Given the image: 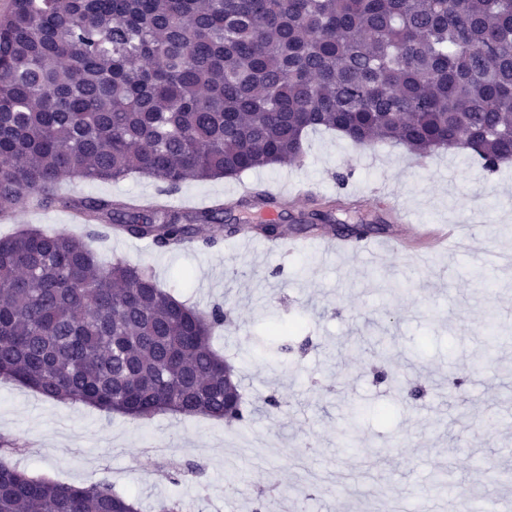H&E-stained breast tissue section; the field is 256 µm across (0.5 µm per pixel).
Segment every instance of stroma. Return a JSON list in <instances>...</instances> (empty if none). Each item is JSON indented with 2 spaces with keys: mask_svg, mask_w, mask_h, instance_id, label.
<instances>
[{
  "mask_svg": "<svg viewBox=\"0 0 512 512\" xmlns=\"http://www.w3.org/2000/svg\"><path fill=\"white\" fill-rule=\"evenodd\" d=\"M302 166L267 167L238 179L186 180L171 198L183 209L238 198L245 183L289 196L300 216L322 198L382 217L371 236L378 255L322 259L318 238L283 252L224 240L214 250L160 252L132 238L96 245L102 261L148 267L157 282L200 308L223 306L230 323L215 347L235 366L254 408L247 425L161 413L133 420L46 398L0 381V438L10 463L74 485L101 482L136 499L142 512L184 500L190 512H251L256 499L289 500L294 512H456V502L512 499V336L488 344V310L512 329V270L493 259L512 253V167L484 170L463 154L415 163L401 148L352 147L329 132L309 133ZM309 196L295 198L298 187ZM60 192L152 196L135 176L112 183L67 179ZM395 196L419 224H471L478 239L436 247L396 223L383 199ZM408 236V250L387 243ZM403 287L386 291L387 280ZM297 321L290 353L258 344L267 328ZM362 348H354L356 339ZM389 379L376 380L377 371ZM462 379L454 389L453 379ZM423 388L418 399L405 398ZM283 404L271 416L268 396ZM168 456L151 453V446ZM315 485L314 497L301 495Z\"/></svg>",
  "mask_w": 512,
  "mask_h": 512,
  "instance_id": "stroma-1",
  "label": "stroma"
}]
</instances>
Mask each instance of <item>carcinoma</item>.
<instances>
[{
  "label": "carcinoma",
  "mask_w": 512,
  "mask_h": 512,
  "mask_svg": "<svg viewBox=\"0 0 512 512\" xmlns=\"http://www.w3.org/2000/svg\"><path fill=\"white\" fill-rule=\"evenodd\" d=\"M312 130L404 148L421 163L462 149L512 164V0H11L0 14V217L36 204L81 233L0 238V377L132 419L243 425L252 412L213 346L220 306H189L146 267L102 264L117 233L159 251L213 248L209 224L274 212L251 231L288 236L280 202L145 206L56 190L131 175L177 192L303 160ZM0 512H140L109 483L33 477L0 456Z\"/></svg>",
  "instance_id": "1"
}]
</instances>
